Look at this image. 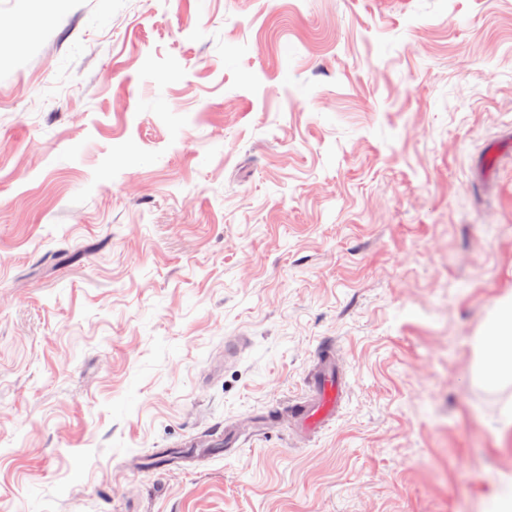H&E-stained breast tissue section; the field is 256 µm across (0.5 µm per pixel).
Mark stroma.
<instances>
[{
    "label": "stroma",
    "instance_id": "35a3bbf8",
    "mask_svg": "<svg viewBox=\"0 0 512 512\" xmlns=\"http://www.w3.org/2000/svg\"><path fill=\"white\" fill-rule=\"evenodd\" d=\"M508 295L512 0H0V512H485ZM472 344L477 376L491 386H512L511 295L498 302L488 325ZM343 393V373L336 370V356L331 346L319 350V366L306 396L293 410L294 421L311 430L337 405Z\"/></svg>",
    "mask_w": 512,
    "mask_h": 512
}]
</instances>
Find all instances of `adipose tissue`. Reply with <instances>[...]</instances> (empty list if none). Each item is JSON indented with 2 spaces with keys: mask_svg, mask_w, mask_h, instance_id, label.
Masks as SVG:
<instances>
[{
  "mask_svg": "<svg viewBox=\"0 0 512 512\" xmlns=\"http://www.w3.org/2000/svg\"><path fill=\"white\" fill-rule=\"evenodd\" d=\"M474 370L495 387L512 386V296L501 299L486 328L473 339Z\"/></svg>",
  "mask_w": 512,
  "mask_h": 512,
  "instance_id": "adipose-tissue-1",
  "label": "adipose tissue"
}]
</instances>
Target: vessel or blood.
I'll return each instance as SVG.
<instances>
[{"label": "vessel or blood", "mask_w": 512, "mask_h": 512, "mask_svg": "<svg viewBox=\"0 0 512 512\" xmlns=\"http://www.w3.org/2000/svg\"><path fill=\"white\" fill-rule=\"evenodd\" d=\"M343 393V375L336 369L332 347L319 350V366L306 396L293 411L294 421L305 430L315 428L337 405Z\"/></svg>", "instance_id": "b4317fda"}]
</instances>
